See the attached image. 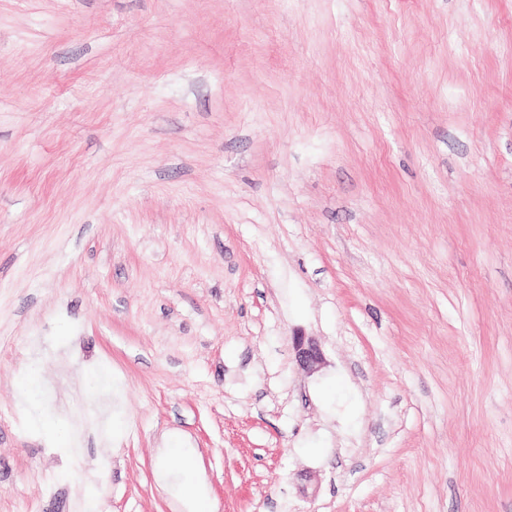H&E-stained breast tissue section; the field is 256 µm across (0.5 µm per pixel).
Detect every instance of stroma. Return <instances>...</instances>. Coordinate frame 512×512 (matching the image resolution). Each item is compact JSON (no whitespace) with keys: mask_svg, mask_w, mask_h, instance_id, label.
I'll list each match as a JSON object with an SVG mask.
<instances>
[{"mask_svg":"<svg viewBox=\"0 0 512 512\" xmlns=\"http://www.w3.org/2000/svg\"><path fill=\"white\" fill-rule=\"evenodd\" d=\"M191 476L512 512V0H0V512ZM294 359L303 370L315 373L325 363L324 354L315 339L304 335H294L292 338Z\"/></svg>","mask_w":512,"mask_h":512,"instance_id":"obj_1","label":"stroma"}]
</instances>
